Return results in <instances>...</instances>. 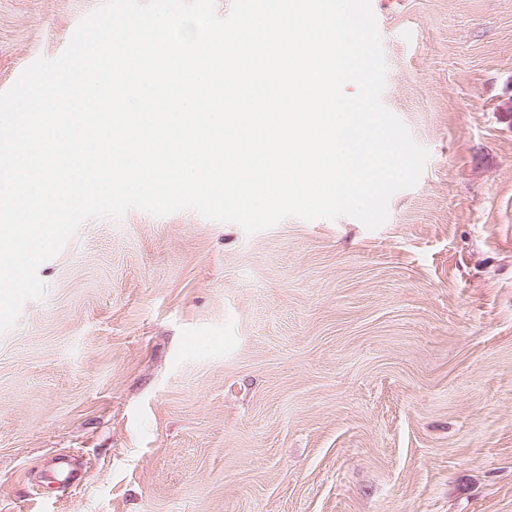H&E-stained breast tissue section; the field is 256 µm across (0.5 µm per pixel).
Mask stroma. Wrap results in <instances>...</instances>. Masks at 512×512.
<instances>
[{"mask_svg": "<svg viewBox=\"0 0 512 512\" xmlns=\"http://www.w3.org/2000/svg\"><path fill=\"white\" fill-rule=\"evenodd\" d=\"M101 2L0 0V92ZM370 8L418 183L85 221L0 333V512H512V0Z\"/></svg>", "mask_w": 512, "mask_h": 512, "instance_id": "1", "label": "stroma"}]
</instances>
